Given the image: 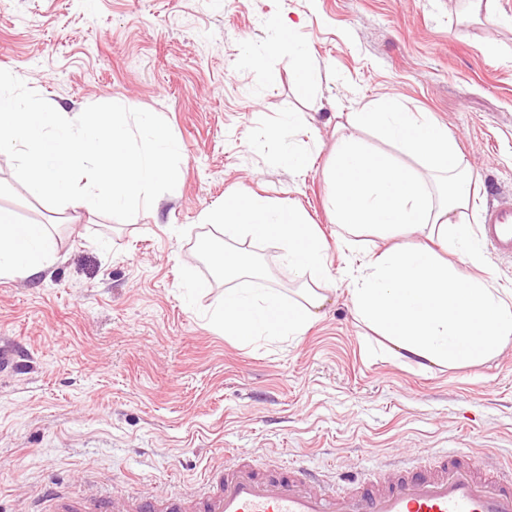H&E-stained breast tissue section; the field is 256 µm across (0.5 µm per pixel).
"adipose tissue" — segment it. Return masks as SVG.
<instances>
[{"label": "adipose tissue", "instance_id": "obj_1", "mask_svg": "<svg viewBox=\"0 0 512 512\" xmlns=\"http://www.w3.org/2000/svg\"><path fill=\"white\" fill-rule=\"evenodd\" d=\"M355 127L377 131L423 168L400 165L375 153L354 134L341 135L328 170L336 224L342 244L354 247L364 231L383 238L420 233L411 248L392 247L371 254L348 270V288L356 315L383 336L398 359L419 367L463 365L496 355L512 343V304L483 279L463 277L458 262L493 270L477 247L469 225L460 220L468 208L471 179L446 128L421 112L387 101L357 113ZM203 223L219 229L217 260L229 286L209 313L225 335L248 345L301 335L322 307L333 276L325 243L299 210L258 196L234 198L206 210ZM437 239L454 255L442 261L427 245ZM271 240L300 282L297 298L285 300L268 287L265 270L245 240ZM58 242L45 224H22L0 210V278H28L53 265Z\"/></svg>", "mask_w": 512, "mask_h": 512}]
</instances>
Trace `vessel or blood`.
Listing matches in <instances>:
<instances>
[{
	"mask_svg": "<svg viewBox=\"0 0 512 512\" xmlns=\"http://www.w3.org/2000/svg\"><path fill=\"white\" fill-rule=\"evenodd\" d=\"M481 238L499 256H512V209L488 213ZM35 512H512V469L489 468L481 457L456 450L424 463L386 464L330 481L303 463L260 466L225 450L193 493L73 496L65 479L51 482Z\"/></svg>",
	"mask_w": 512,
	"mask_h": 512,
	"instance_id": "vessel-or-blood-1",
	"label": "vessel or blood"
}]
</instances>
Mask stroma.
Instances as JSON below:
<instances>
[{
    "mask_svg": "<svg viewBox=\"0 0 512 512\" xmlns=\"http://www.w3.org/2000/svg\"><path fill=\"white\" fill-rule=\"evenodd\" d=\"M287 34L319 60L309 93L272 47ZM0 65L64 112H154L181 153L175 190L126 222L32 198L0 154V207L60 243L43 273L0 278V512H27L53 477L187 487L228 448L343 475L440 448L512 465V344L466 367L392 358L345 281L385 244L338 245L325 177L351 113L391 99L456 140L471 227L512 204V0H0ZM288 112L309 155L296 171L271 134ZM244 195L302 208L328 243L335 287L302 336L245 346L204 317L224 278L197 253L218 234L201 215ZM249 250L293 295L279 246Z\"/></svg>",
    "mask_w": 512,
    "mask_h": 512,
    "instance_id": "1",
    "label": "stroma"
}]
</instances>
